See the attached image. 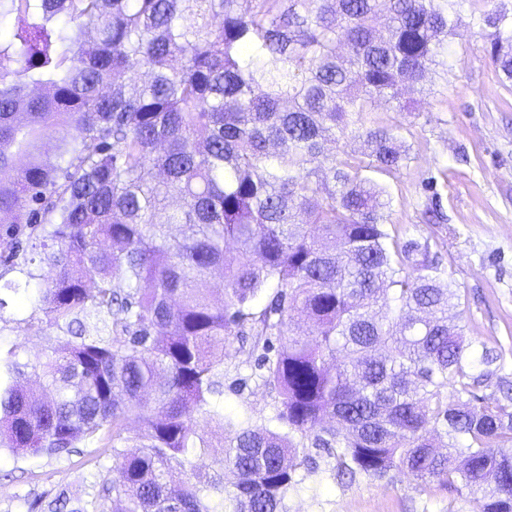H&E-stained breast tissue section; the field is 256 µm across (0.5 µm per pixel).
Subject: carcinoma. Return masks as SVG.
Wrapping results in <instances>:
<instances>
[{
    "mask_svg": "<svg viewBox=\"0 0 512 512\" xmlns=\"http://www.w3.org/2000/svg\"><path fill=\"white\" fill-rule=\"evenodd\" d=\"M463 2L0 0V259L21 274L0 312L28 301L63 333L37 366L49 400L0 351V448L104 447L92 512H285L311 460L299 438L342 475L405 471L512 512V398L480 395L499 355L448 323L459 289L428 243L387 227L375 178L410 160L375 104L423 90ZM469 26L494 29L512 83V10ZM63 126L79 136L48 145ZM231 336L261 350L274 427L224 415ZM199 416L223 431L230 488L188 471L211 447Z\"/></svg>",
    "mask_w": 512,
    "mask_h": 512,
    "instance_id": "obj_1",
    "label": "carcinoma"
}]
</instances>
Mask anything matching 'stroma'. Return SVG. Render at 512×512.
Listing matches in <instances>:
<instances>
[{"label":"stroma","mask_w":512,"mask_h":512,"mask_svg":"<svg viewBox=\"0 0 512 512\" xmlns=\"http://www.w3.org/2000/svg\"><path fill=\"white\" fill-rule=\"evenodd\" d=\"M420 113L394 110L381 121L398 124L409 148L407 168L385 177L392 196L389 221L409 239L429 242L446 278L461 294L469 336L487 347L502 346L493 364L495 382L512 383V87L501 82L487 52L485 32L461 28L423 94ZM439 195L444 223H426L423 212ZM60 337L43 313L27 302L0 312V347H17L28 363L22 382L42 393L32 367ZM224 411L261 423L270 419L274 390L250 382L258 354L236 338L226 345ZM247 379L236 389L238 379ZM96 458L89 448L57 458L12 456L0 451V512H24L25 500L65 495L71 506L89 505ZM287 512H475L468 489L427 488L403 472L381 478L359 475L338 481L324 455H315Z\"/></svg>","instance_id":"1"}]
</instances>
